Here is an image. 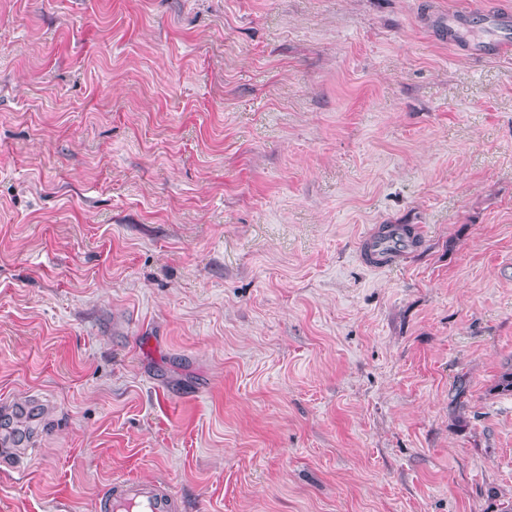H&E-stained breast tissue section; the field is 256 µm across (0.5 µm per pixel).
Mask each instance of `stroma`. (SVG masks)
I'll return each mask as SVG.
<instances>
[{"instance_id":"35a3bbf8","label":"stroma","mask_w":512,"mask_h":512,"mask_svg":"<svg viewBox=\"0 0 512 512\" xmlns=\"http://www.w3.org/2000/svg\"><path fill=\"white\" fill-rule=\"evenodd\" d=\"M468 6L512 0H0V512L512 506V56L449 48ZM378 224L421 244L371 270ZM98 512H182L179 497L152 481L114 479L97 500Z\"/></svg>"}]
</instances>
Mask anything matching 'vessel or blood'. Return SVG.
Wrapping results in <instances>:
<instances>
[{
	"instance_id": "1",
	"label": "vessel or blood",
	"mask_w": 512,
	"mask_h": 512,
	"mask_svg": "<svg viewBox=\"0 0 512 512\" xmlns=\"http://www.w3.org/2000/svg\"><path fill=\"white\" fill-rule=\"evenodd\" d=\"M491 25L500 31L490 44L470 42L466 36L469 16L453 12L448 16V43L466 47L475 57L506 55L512 53V15H489ZM410 248L407 240L400 238L398 228L385 232L370 231L361 241L358 257L374 269H384L398 263ZM97 512H182L179 497L167 486L152 481L116 479L104 489L96 503Z\"/></svg>"
}]
</instances>
